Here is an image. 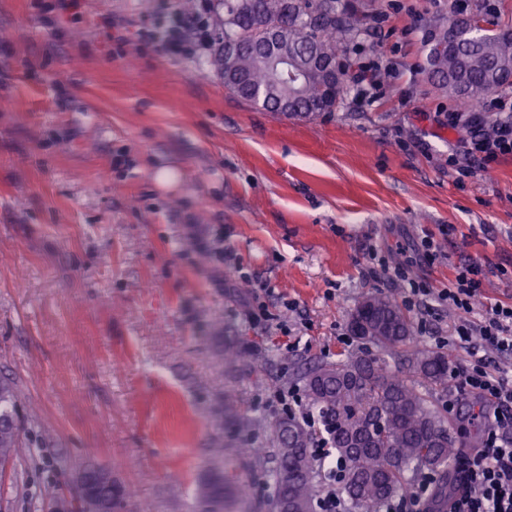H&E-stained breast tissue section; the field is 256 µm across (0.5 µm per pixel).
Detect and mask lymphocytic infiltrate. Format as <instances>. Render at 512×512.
Instances as JSON below:
<instances>
[{"instance_id": "obj_1", "label": "lymphocytic infiltrate", "mask_w": 512, "mask_h": 512, "mask_svg": "<svg viewBox=\"0 0 512 512\" xmlns=\"http://www.w3.org/2000/svg\"><path fill=\"white\" fill-rule=\"evenodd\" d=\"M212 30L210 14L202 11L172 14L164 24L136 26L133 35L137 41L159 44L166 56L188 57L210 48ZM448 123L470 127L471 150L484 161L512 154V120L487 127L480 109L474 108L449 113ZM480 273L479 266L470 263L457 269L447 287L434 289L412 280L405 289L409 303L432 298L455 313V334L468 357L452 374L460 394L474 398L483 409V446L463 459L448 512H512V365L495 364L487 358L491 352L512 356V302H499L485 313H476ZM311 454L317 465L329 468L316 502L317 512H348L341 493L342 465L333 462L334 451L327 440L319 439Z\"/></svg>"}]
</instances>
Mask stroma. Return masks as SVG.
<instances>
[{"label":"stroma","instance_id":"obj_1","mask_svg":"<svg viewBox=\"0 0 512 512\" xmlns=\"http://www.w3.org/2000/svg\"><path fill=\"white\" fill-rule=\"evenodd\" d=\"M178 0H83L44 23L35 0H0V381L17 386L23 448L0 470V512H49L85 467L112 472L121 512H197L210 451L271 512L268 468L236 454L272 447L275 393L301 372L374 346L343 341L356 306L403 286L371 279L367 254L447 287L481 264L482 306L512 300V155L460 174L466 145L431 91L423 20L453 8L512 26V0H364L358 64L395 73L314 120L286 119L225 91L207 55L172 59L117 41L111 23ZM224 233V260L200 236ZM432 238L443 258L421 260ZM270 314L248 318L251 288ZM386 353L452 342L455 316ZM251 360L230 366L226 345ZM249 418L229 426L226 404Z\"/></svg>","mask_w":512,"mask_h":512}]
</instances>
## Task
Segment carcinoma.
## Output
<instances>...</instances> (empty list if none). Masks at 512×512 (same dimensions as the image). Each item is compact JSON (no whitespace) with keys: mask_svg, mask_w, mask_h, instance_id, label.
<instances>
[{"mask_svg":"<svg viewBox=\"0 0 512 512\" xmlns=\"http://www.w3.org/2000/svg\"><path fill=\"white\" fill-rule=\"evenodd\" d=\"M214 37L210 64L216 73L229 68L242 77L228 91L246 102L264 93L263 109L293 119L321 116V105L339 106L350 82L348 45L359 38L368 15L355 0H214L210 3ZM469 16L454 11L429 21L423 42L426 78L439 94L458 104L484 101L492 92L512 86V28L477 29ZM288 40L302 66L299 85L278 83L257 51L269 34ZM231 42V57L220 44ZM359 321V340L382 352L394 351L410 338L411 323L394 299L372 295L351 315ZM311 405L318 410L331 448L345 464L342 491L353 512H382L386 503L428 470L436 476L429 512H447L450 466L461 449L477 447L467 431L450 434L435 409L432 393L448 389V356L419 349L406 377L384 371L378 358H348L317 366L301 377ZM18 391L0 383V460H14L22 447L15 420ZM309 431L291 414L273 428L274 512H311L319 468L312 460ZM200 512H242L241 482L224 467V449L213 458L195 487Z\"/></svg>","mask_w":512,"mask_h":512,"instance_id":"carcinoma-1","label":"carcinoma"}]
</instances>
